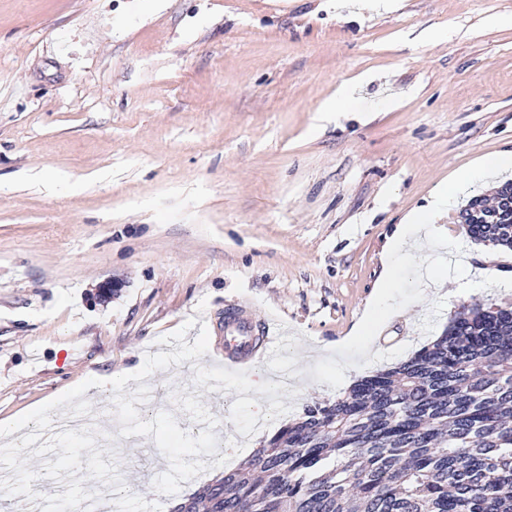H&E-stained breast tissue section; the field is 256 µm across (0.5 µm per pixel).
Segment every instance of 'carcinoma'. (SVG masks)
I'll use <instances>...</instances> for the list:
<instances>
[{
    "mask_svg": "<svg viewBox=\"0 0 512 512\" xmlns=\"http://www.w3.org/2000/svg\"><path fill=\"white\" fill-rule=\"evenodd\" d=\"M460 209L477 243L512 250L499 200ZM512 512V304L467 305L408 360L313 402L240 468L173 512Z\"/></svg>",
    "mask_w": 512,
    "mask_h": 512,
    "instance_id": "carcinoma-1",
    "label": "carcinoma"
}]
</instances>
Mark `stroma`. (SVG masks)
Here are the masks:
<instances>
[{
    "mask_svg": "<svg viewBox=\"0 0 512 512\" xmlns=\"http://www.w3.org/2000/svg\"><path fill=\"white\" fill-rule=\"evenodd\" d=\"M0 0V423L67 399L82 379L154 366L103 407L109 431L80 464L124 484L119 512L175 500L253 454L258 375L299 370L272 393L263 439L307 403L409 359L461 306L512 302V251L456 223L465 187L398 260L388 245L442 182L512 152V0ZM360 88L342 111L326 104ZM498 272L483 288L457 280ZM279 322L276 356L224 366V307ZM224 378L220 448L188 423ZM0 466L59 463L0 440Z\"/></svg>",
    "mask_w": 512,
    "mask_h": 512,
    "instance_id": "stroma-1",
    "label": "stroma"
}]
</instances>
